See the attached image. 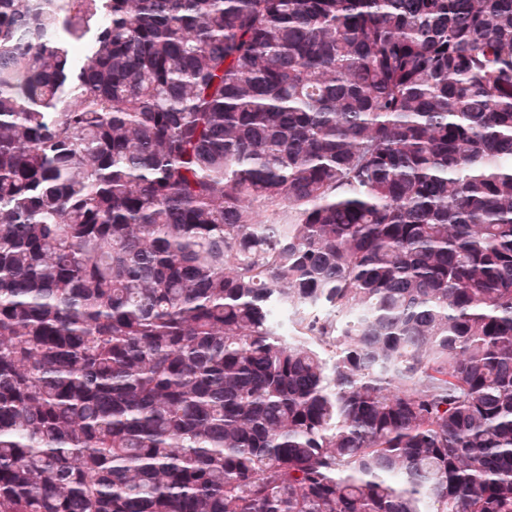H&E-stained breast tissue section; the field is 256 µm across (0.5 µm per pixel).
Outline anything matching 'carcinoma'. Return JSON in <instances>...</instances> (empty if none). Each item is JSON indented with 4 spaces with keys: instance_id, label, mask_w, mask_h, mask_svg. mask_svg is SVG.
Masks as SVG:
<instances>
[{
    "instance_id": "cac0c4a2",
    "label": "carcinoma",
    "mask_w": 512,
    "mask_h": 512,
    "mask_svg": "<svg viewBox=\"0 0 512 512\" xmlns=\"http://www.w3.org/2000/svg\"><path fill=\"white\" fill-rule=\"evenodd\" d=\"M0 512H512V0H0Z\"/></svg>"
}]
</instances>
